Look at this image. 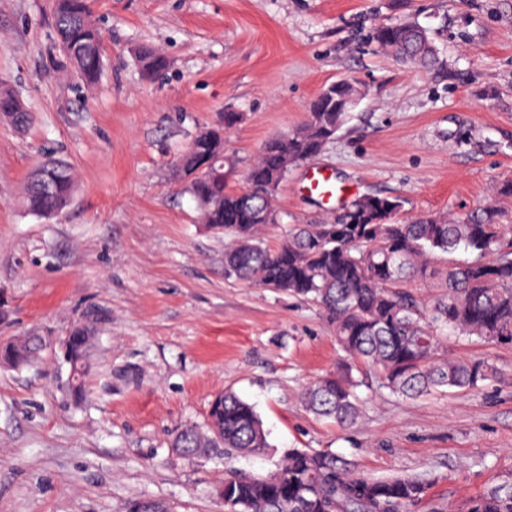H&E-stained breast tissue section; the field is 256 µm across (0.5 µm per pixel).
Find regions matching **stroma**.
Masks as SVG:
<instances>
[{
    "instance_id": "1",
    "label": "stroma",
    "mask_w": 512,
    "mask_h": 512,
    "mask_svg": "<svg viewBox=\"0 0 512 512\" xmlns=\"http://www.w3.org/2000/svg\"><path fill=\"white\" fill-rule=\"evenodd\" d=\"M53 4L0 0V86L32 114L22 130L0 120V343L49 339L31 367L0 366V512H125L135 499L221 512L226 467L264 475L276 462L171 448L222 391L255 406L277 450L423 478L412 512H460L511 473L510 345L448 337L449 355L495 368L475 388L406 398L363 387L351 428L307 413L302 389L344 359L331 327L312 302L225 277L224 235L202 224L177 159L237 113L224 153L236 163L230 188L244 189L263 143L348 78L363 95L280 185L269 245L341 211L304 190L316 168L350 198H401L403 220L454 221L493 203L512 225V198L494 196L512 179V0H91L104 69L89 89L56 46ZM408 18L430 32L444 70L370 41L376 25ZM144 44L170 61L153 81L134 60ZM49 158L72 168L75 192L44 219L21 195ZM83 324L93 340L78 400L61 342Z\"/></svg>"
}]
</instances>
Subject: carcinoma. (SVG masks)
Wrapping results in <instances>:
<instances>
[{"label": "carcinoma", "instance_id": "obj_1", "mask_svg": "<svg viewBox=\"0 0 512 512\" xmlns=\"http://www.w3.org/2000/svg\"><path fill=\"white\" fill-rule=\"evenodd\" d=\"M59 44L81 83H97L104 66L100 28L90 18L89 0H55ZM371 40L397 60L425 69L443 66L428 31L414 19L373 28ZM135 61L145 80L169 65L157 48L141 46ZM349 80L324 86L310 102L303 124L268 139L246 172L245 190L228 188L235 168L198 170L204 155L222 150L224 132L237 115L224 113V125L197 135L180 158L179 169L192 177L191 195L201 221L224 231V274L249 283L277 288L317 303L346 354L342 368L306 386L301 401L317 418L343 427L357 423L360 381L353 371L365 366L381 387L405 397L438 388L470 389L493 375L481 362L457 359L441 350L442 337L453 333L499 344H512V227L500 223L492 204L453 223L431 216L395 220L402 208L393 196L360 197L331 224H304L288 232L276 246L263 230L278 223L273 200L292 167L321 153L350 116L345 111ZM0 119L25 128L30 114L19 97L0 88ZM53 175L46 191L28 182L23 205L37 217L61 212L74 190L71 168L49 161ZM472 259L439 270L434 260L458 249ZM414 279L440 280L446 294L430 302L408 287ZM88 351L83 340L69 343L67 362L79 371ZM9 366L21 369L33 359L19 343L3 348ZM219 444L243 455L271 449L255 407L232 392L213 398L207 424L186 427L171 447L191 458ZM425 491L412 476L372 478L356 465L328 451L284 450L270 475L229 470L224 475V512H408ZM465 512H512V483L494 486L470 498Z\"/></svg>", "mask_w": 512, "mask_h": 512}]
</instances>
